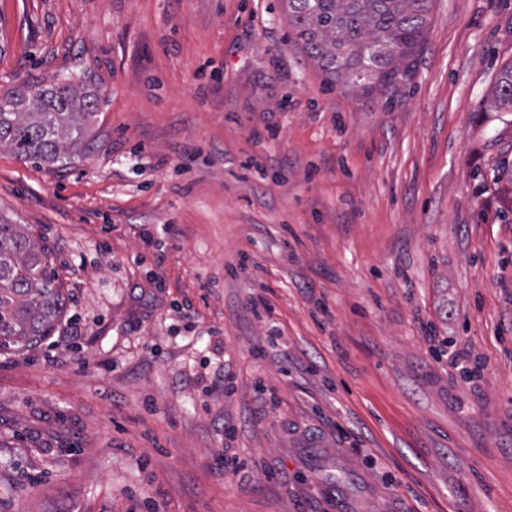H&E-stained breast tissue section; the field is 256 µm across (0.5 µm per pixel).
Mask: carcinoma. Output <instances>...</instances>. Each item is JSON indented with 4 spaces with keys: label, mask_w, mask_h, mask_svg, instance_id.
<instances>
[{
    "label": "carcinoma",
    "mask_w": 512,
    "mask_h": 512,
    "mask_svg": "<svg viewBox=\"0 0 512 512\" xmlns=\"http://www.w3.org/2000/svg\"><path fill=\"white\" fill-rule=\"evenodd\" d=\"M302 49L343 89L381 92L414 68L431 0H283ZM489 107L512 111V63L495 82ZM97 96L71 78L0 95V147L54 163L86 145ZM66 297L46 253L24 224L0 215V347H32L61 318Z\"/></svg>",
    "instance_id": "cac0c4a2"
}]
</instances>
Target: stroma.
<instances>
[{"mask_svg": "<svg viewBox=\"0 0 512 512\" xmlns=\"http://www.w3.org/2000/svg\"><path fill=\"white\" fill-rule=\"evenodd\" d=\"M511 61L512 0H433L370 95L282 0H0V94L99 99L75 155L0 148L67 297L0 349V512H512ZM489 107L496 112L512 111V63L499 72Z\"/></svg>", "mask_w": 512, "mask_h": 512, "instance_id": "obj_1", "label": "stroma"}]
</instances>
